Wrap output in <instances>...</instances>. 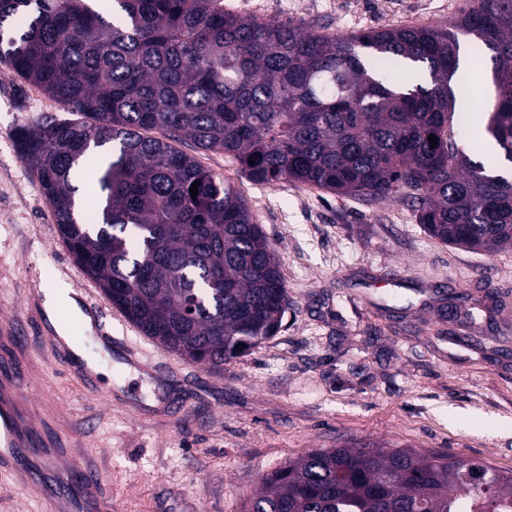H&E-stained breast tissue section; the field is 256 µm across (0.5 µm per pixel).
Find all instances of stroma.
<instances>
[{"mask_svg": "<svg viewBox=\"0 0 512 512\" xmlns=\"http://www.w3.org/2000/svg\"><path fill=\"white\" fill-rule=\"evenodd\" d=\"M243 15L348 34L451 21L466 0H231ZM70 109L0 72V310L25 323L38 395L73 435L76 464L104 466L112 512H246L262 478L313 448L438 451L512 470V247L474 252L429 237L406 202L298 182H250L223 153L181 151L235 184L274 249L288 313L271 339L214 372L129 341L165 367L161 387L115 363L67 306L57 320L111 379L89 385L35 330L24 294L60 287L74 260L15 133ZM164 397L179 414L157 412Z\"/></svg>", "mask_w": 512, "mask_h": 512, "instance_id": "obj_1", "label": "stroma"}]
</instances>
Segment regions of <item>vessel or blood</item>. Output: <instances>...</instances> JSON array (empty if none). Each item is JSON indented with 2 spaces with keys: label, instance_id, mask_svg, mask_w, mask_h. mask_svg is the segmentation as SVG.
<instances>
[{
  "label": "vessel or blood",
  "instance_id": "b4317fda",
  "mask_svg": "<svg viewBox=\"0 0 512 512\" xmlns=\"http://www.w3.org/2000/svg\"><path fill=\"white\" fill-rule=\"evenodd\" d=\"M128 363L146 374L156 361L141 346L125 344ZM33 361L23 347V330L15 318L0 319V478L24 479L38 512H112L104 473L82 465L75 481L49 484L35 458L54 463L68 454L72 440L62 430L41 423L34 403Z\"/></svg>",
  "mask_w": 512,
  "mask_h": 512
}]
</instances>
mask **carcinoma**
Wrapping results in <instances>:
<instances>
[{
    "instance_id": "carcinoma-1",
    "label": "carcinoma",
    "mask_w": 512,
    "mask_h": 512,
    "mask_svg": "<svg viewBox=\"0 0 512 512\" xmlns=\"http://www.w3.org/2000/svg\"><path fill=\"white\" fill-rule=\"evenodd\" d=\"M104 8L110 23L86 0H0V65L85 117L23 126L17 151L76 262L164 348L220 369L288 312L247 201L173 146L184 138L258 184L404 200L445 244L512 245V178L465 150L455 82L468 36L474 63H492L485 132L512 161V0H474L448 24L350 34L224 0ZM80 168L99 189L92 216L78 215ZM469 466L412 448H315L268 473L247 512H512V473L482 464L478 486Z\"/></svg>"
}]
</instances>
